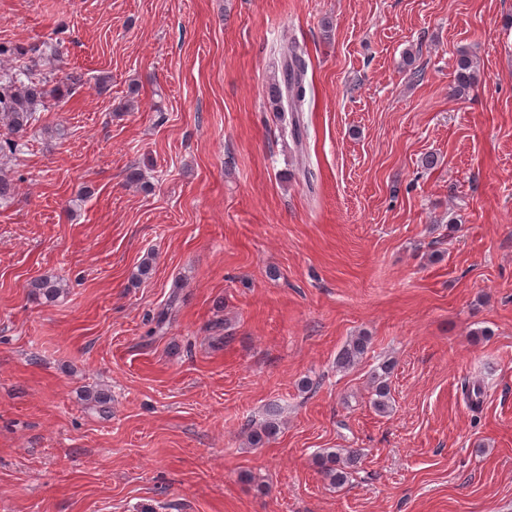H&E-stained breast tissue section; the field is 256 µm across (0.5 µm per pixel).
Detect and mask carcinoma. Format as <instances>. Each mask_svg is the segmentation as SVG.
I'll list each match as a JSON object with an SVG mask.
<instances>
[{
  "label": "carcinoma",
  "instance_id": "1",
  "mask_svg": "<svg viewBox=\"0 0 512 512\" xmlns=\"http://www.w3.org/2000/svg\"><path fill=\"white\" fill-rule=\"evenodd\" d=\"M30 50L24 46L0 43V57L7 60L25 58ZM51 66L53 78L36 77L25 65H18L0 71V122L7 126L10 135L0 137V157L14 155L18 143L13 135L33 130L38 117L36 113L40 106L53 99L57 102L64 99L79 78L63 71L55 64V60H47ZM476 65L471 56L461 53L454 76V93L460 97L467 95L475 84ZM304 67L299 57L292 56L285 60L282 66L281 80L270 86V99L275 109L283 112L291 111L290 135L296 145H302L303 117L300 116L301 103L305 99ZM33 288L47 300H54L64 292L59 281L51 278H39L33 282ZM368 349V338L356 336L351 339L339 352L336 364L341 369H349L358 364ZM390 367L383 364L373 371L375 382L372 400L374 408L382 413L391 408V396L385 377ZM279 431L278 413L272 412L259 427L249 431L250 443L257 446L263 440L275 436ZM359 453L354 448H338L318 457V463L324 476L331 484L344 485L351 476Z\"/></svg>",
  "mask_w": 512,
  "mask_h": 512
}]
</instances>
